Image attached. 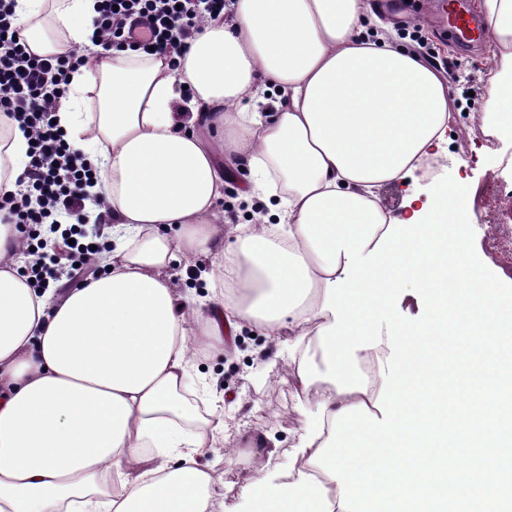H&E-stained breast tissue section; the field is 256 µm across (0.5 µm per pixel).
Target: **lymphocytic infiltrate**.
Masks as SVG:
<instances>
[{
	"label": "lymphocytic infiltrate",
	"mask_w": 512,
	"mask_h": 512,
	"mask_svg": "<svg viewBox=\"0 0 512 512\" xmlns=\"http://www.w3.org/2000/svg\"><path fill=\"white\" fill-rule=\"evenodd\" d=\"M230 0H98L93 20V42L104 49L130 47L142 52L181 54L201 31L203 19L221 22ZM16 0H0V112L17 122L29 140V161L24 187L0 198V223L14 225L31 240L34 252L45 249L37 230L60 232L63 250L54 266L43 261L30 265L26 274L36 288L45 289L59 279L63 266L87 279L85 270L92 244L82 226L59 230L56 217L80 216L93 186L96 171L84 154L71 148L55 122L71 71L81 65L78 53L39 55L30 51L18 23ZM146 26L142 37L132 34Z\"/></svg>",
	"instance_id": "f902f5d3"
}]
</instances>
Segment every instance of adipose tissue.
<instances>
[{
	"instance_id": "adipose-tissue-1",
	"label": "adipose tissue",
	"mask_w": 512,
	"mask_h": 512,
	"mask_svg": "<svg viewBox=\"0 0 512 512\" xmlns=\"http://www.w3.org/2000/svg\"><path fill=\"white\" fill-rule=\"evenodd\" d=\"M96 0H16L34 53L79 51L57 112L66 141L97 171L86 204L107 215L115 249L103 274L63 296L32 288L31 260L0 224V512H217L221 497L199 458L224 432L190 382L199 355L224 351L222 326L310 337L320 353L328 273L300 229L313 195L345 190L379 202L447 151L450 88L416 51L391 38L374 0H233L172 69L166 55L103 53L89 40ZM497 68L486 92L490 133L512 143V0H480ZM95 93L98 110L84 109ZM184 111H174L176 103ZM223 135L209 139L205 130ZM28 140L0 115V194L21 188ZM240 195L265 214L237 226L224 249L217 203L231 168ZM164 226L175 237L161 234ZM212 255L211 315L178 298L169 270ZM310 426L254 512H335L339 486L312 479L309 460L343 408L373 405L378 387L341 393L295 379Z\"/></svg>"
}]
</instances>
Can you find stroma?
<instances>
[{
	"mask_svg": "<svg viewBox=\"0 0 512 512\" xmlns=\"http://www.w3.org/2000/svg\"><path fill=\"white\" fill-rule=\"evenodd\" d=\"M437 0H408L406 15L420 29V39L406 38L405 46L417 48L427 41L440 57L452 61L445 73L452 89L472 94L471 105L451 126L448 156L440 175L465 180L475 190L473 226L475 249L487 266L502 269L512 278V251L497 248V241L512 238V150L498 154L497 140L471 149L470 142L486 129L484 95L491 73L486 43H460L452 39L436 10ZM297 343L295 336H267L253 325L241 324L225 353L199 357L203 375L223 412L224 447L200 457L224 496L226 512H251L248 486L267 482L272 471H286L290 452L303 434L310 410L302 409L286 362Z\"/></svg>",
	"mask_w": 512,
	"mask_h": 512,
	"instance_id": "1",
	"label": "stroma"
}]
</instances>
